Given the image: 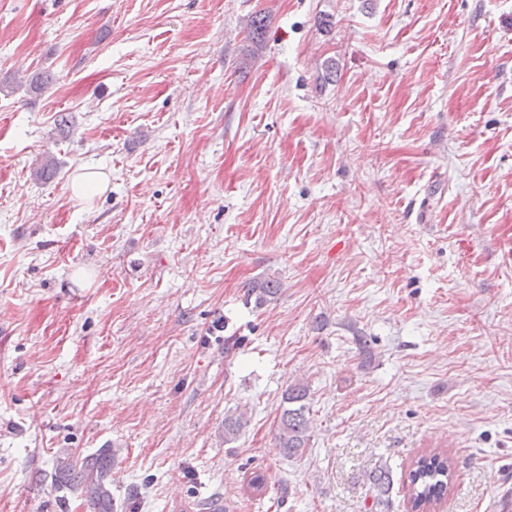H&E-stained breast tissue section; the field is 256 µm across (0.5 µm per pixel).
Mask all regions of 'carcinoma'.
<instances>
[{"label":"carcinoma","instance_id":"obj_1","mask_svg":"<svg viewBox=\"0 0 512 512\" xmlns=\"http://www.w3.org/2000/svg\"><path fill=\"white\" fill-rule=\"evenodd\" d=\"M307 387L294 384L284 392L286 404L278 423L279 447L288 455L296 454L306 447L309 440ZM59 470L68 476V486L82 488L97 512H112L111 499L105 487L109 468L104 458L87 456L81 462L61 463ZM453 478L452 460L443 451H431L414 460L407 476L410 489L411 512H428V508L440 502L451 487ZM368 480L381 495L389 492V471L380 469L368 475Z\"/></svg>","mask_w":512,"mask_h":512}]
</instances>
